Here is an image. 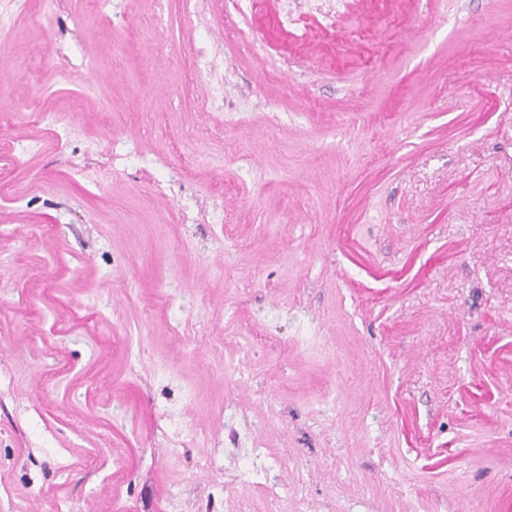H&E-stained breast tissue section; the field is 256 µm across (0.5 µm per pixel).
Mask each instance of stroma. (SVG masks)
<instances>
[{
  "label": "stroma",
  "mask_w": 512,
  "mask_h": 512,
  "mask_svg": "<svg viewBox=\"0 0 512 512\" xmlns=\"http://www.w3.org/2000/svg\"><path fill=\"white\" fill-rule=\"evenodd\" d=\"M172 500L512 512V0H42L0 47V512ZM274 470L272 464H270L265 456L260 452L258 448H255L252 452V457L246 467L241 471L239 478L242 482H250L253 479L264 478L268 483V491L271 496L277 493L279 484L277 480L272 478L269 479L271 471Z\"/></svg>",
  "instance_id": "stroma-1"
}]
</instances>
